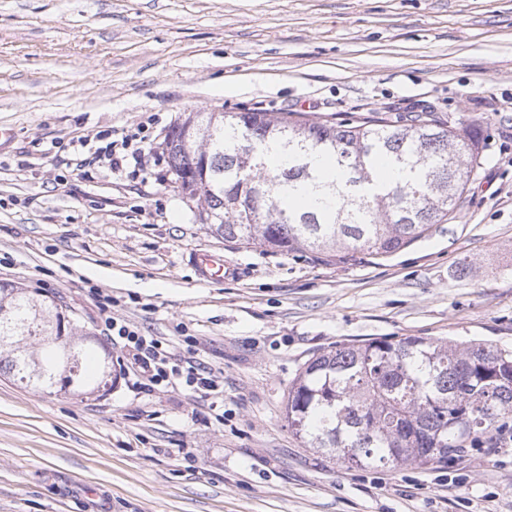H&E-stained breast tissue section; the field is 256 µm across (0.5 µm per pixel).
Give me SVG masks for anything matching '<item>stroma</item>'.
Wrapping results in <instances>:
<instances>
[{
  "mask_svg": "<svg viewBox=\"0 0 512 512\" xmlns=\"http://www.w3.org/2000/svg\"><path fill=\"white\" fill-rule=\"evenodd\" d=\"M248 110L431 112L468 127L480 164L448 220L391 257L241 248L198 223L163 139L191 113ZM0 128V281L100 340L107 317L134 325L223 391L148 387L115 345L97 400L0 377V512H512L511 440L449 469L346 468L283 415L339 344L512 351V0H0ZM111 141L140 157L110 172ZM200 248L223 253V282L200 283Z\"/></svg>",
  "mask_w": 512,
  "mask_h": 512,
  "instance_id": "obj_1",
  "label": "stroma"
}]
</instances>
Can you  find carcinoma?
<instances>
[{"mask_svg":"<svg viewBox=\"0 0 512 512\" xmlns=\"http://www.w3.org/2000/svg\"><path fill=\"white\" fill-rule=\"evenodd\" d=\"M206 184L185 174L189 121ZM181 193L227 243L315 254L338 263L388 257L447 220L476 175V138L421 112L406 123L300 121L284 112H195L164 138ZM279 149L288 166L267 169ZM403 177L381 180L379 160ZM68 340L58 342V336ZM0 371L50 394L108 393L112 356L88 375L96 338L58 299L0 282ZM76 372L63 375L67 364ZM288 426L309 448L351 468L450 464L512 440V353L407 336L336 345L308 360L288 390Z\"/></svg>","mask_w":512,"mask_h":512,"instance_id":"cac0c4a2","label":"carcinoma"}]
</instances>
